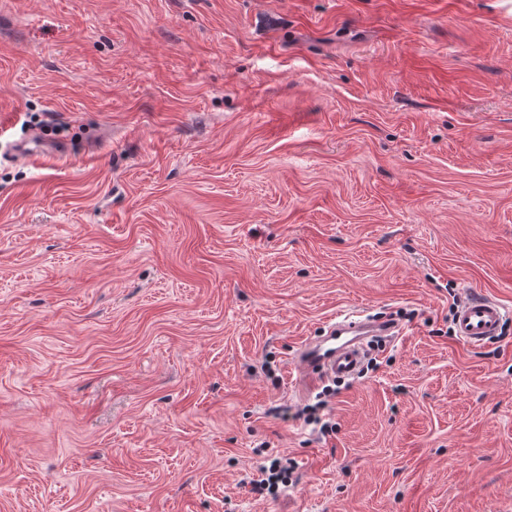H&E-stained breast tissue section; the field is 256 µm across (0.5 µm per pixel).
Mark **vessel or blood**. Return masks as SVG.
I'll use <instances>...</instances> for the list:
<instances>
[{
  "instance_id": "1",
  "label": "vessel or blood",
  "mask_w": 512,
  "mask_h": 512,
  "mask_svg": "<svg viewBox=\"0 0 512 512\" xmlns=\"http://www.w3.org/2000/svg\"><path fill=\"white\" fill-rule=\"evenodd\" d=\"M505 317V308L497 300L473 296L458 305L454 333L460 341L480 347L500 335ZM405 333V326L391 316L342 313L324 327L321 335L309 337L300 345L292 365L301 380L308 383L324 378L352 379L364 363V337H397Z\"/></svg>"
}]
</instances>
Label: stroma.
Wrapping results in <instances>:
<instances>
[{
	"instance_id": "obj_1",
	"label": "stroma",
	"mask_w": 512,
	"mask_h": 512,
	"mask_svg": "<svg viewBox=\"0 0 512 512\" xmlns=\"http://www.w3.org/2000/svg\"><path fill=\"white\" fill-rule=\"evenodd\" d=\"M0 109V512H512V0H0ZM505 317V308L497 300L472 296L456 308L454 333L471 347H481L500 336ZM397 337L406 333V327L395 317H364L363 313L339 314L329 322L320 336L307 338L292 360L300 379L316 383L324 378H355L364 363L360 347L365 336L370 348L379 338L373 334Z\"/></svg>"
}]
</instances>
